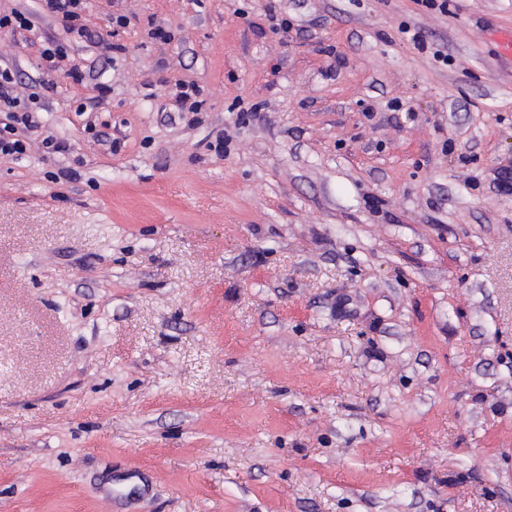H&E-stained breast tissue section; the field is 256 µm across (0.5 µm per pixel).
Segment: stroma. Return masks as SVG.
I'll return each mask as SVG.
<instances>
[{
    "label": "stroma",
    "mask_w": 512,
    "mask_h": 512,
    "mask_svg": "<svg viewBox=\"0 0 512 512\" xmlns=\"http://www.w3.org/2000/svg\"><path fill=\"white\" fill-rule=\"evenodd\" d=\"M447 2L0 0V512H512V0ZM42 7L57 16H61L68 32L74 31L79 27L78 22L82 19V12L85 10V0H39ZM14 76L10 69H0V112H7L6 118L9 123H4L0 128V154L20 157L25 155L27 143L18 138H12L16 125L23 126L25 129L31 130L38 128V112L34 107L37 105L38 95L33 92L25 97L20 98L14 95L12 84ZM8 133L9 135L5 134ZM176 92L172 97V106L177 112L197 113L202 107V100H198L201 94L200 88L195 84L176 83Z\"/></svg>",
    "instance_id": "1"
}]
</instances>
